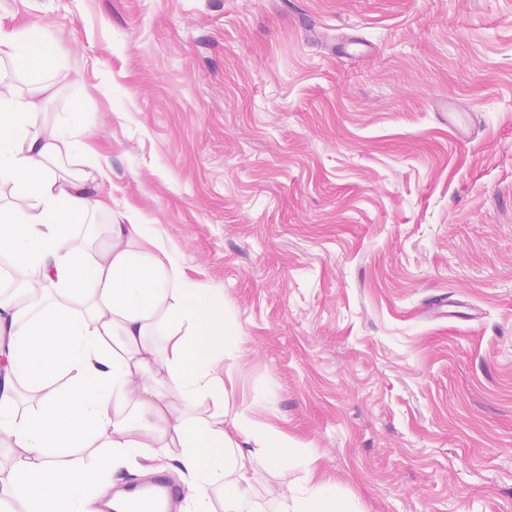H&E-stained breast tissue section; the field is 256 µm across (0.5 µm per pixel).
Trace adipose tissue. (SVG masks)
<instances>
[{
  "instance_id": "obj_1",
  "label": "adipose tissue",
  "mask_w": 512,
  "mask_h": 512,
  "mask_svg": "<svg viewBox=\"0 0 512 512\" xmlns=\"http://www.w3.org/2000/svg\"><path fill=\"white\" fill-rule=\"evenodd\" d=\"M52 74L46 35L0 30V65ZM39 88L21 94L0 68V263L20 288L0 291V505L24 512H99L133 449L176 468L188 512H249L259 458L288 470L286 436L237 418L224 429V364L236 342L224 301L186 274L177 248L141 213L106 194L109 163L80 121V105L47 119ZM110 224L98 250L74 229ZM103 443L105 458L73 462ZM278 512H357L335 483L306 479L275 492Z\"/></svg>"
}]
</instances>
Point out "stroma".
<instances>
[{
  "label": "stroma",
  "instance_id": "obj_1",
  "mask_svg": "<svg viewBox=\"0 0 512 512\" xmlns=\"http://www.w3.org/2000/svg\"><path fill=\"white\" fill-rule=\"evenodd\" d=\"M34 24L43 111L223 296L232 411L358 512H512V0H0Z\"/></svg>",
  "mask_w": 512,
  "mask_h": 512
}]
</instances>
